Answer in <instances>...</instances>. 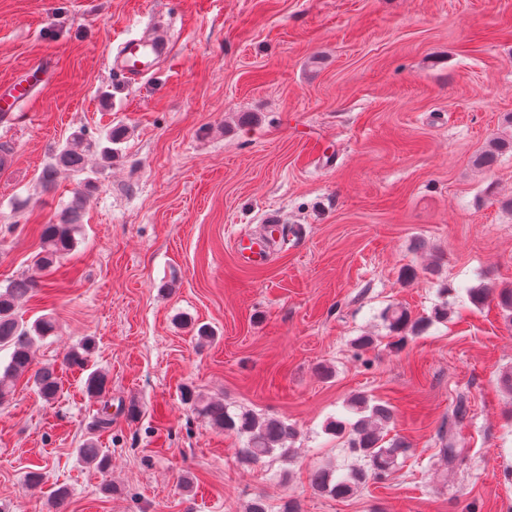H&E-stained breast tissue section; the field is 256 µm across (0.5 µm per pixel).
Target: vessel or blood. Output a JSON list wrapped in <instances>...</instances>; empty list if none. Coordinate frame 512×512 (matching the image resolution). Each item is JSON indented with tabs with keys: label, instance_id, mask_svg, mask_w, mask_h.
Masks as SVG:
<instances>
[{
	"label": "vessel or blood",
	"instance_id": "obj_1",
	"mask_svg": "<svg viewBox=\"0 0 512 512\" xmlns=\"http://www.w3.org/2000/svg\"><path fill=\"white\" fill-rule=\"evenodd\" d=\"M170 54L171 44L167 34L157 29L145 38L122 40L110 60V66L133 83L151 74ZM34 90L31 77L8 83L5 89H0V113L8 116L21 111L31 102ZM236 252L241 261L249 266L262 265L266 260L264 244L250 237L237 240Z\"/></svg>",
	"mask_w": 512,
	"mask_h": 512
}]
</instances>
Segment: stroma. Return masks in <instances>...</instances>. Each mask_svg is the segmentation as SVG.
Returning <instances> with one entry per match:
<instances>
[{
  "instance_id": "1",
  "label": "stroma",
  "mask_w": 512,
  "mask_h": 512,
  "mask_svg": "<svg viewBox=\"0 0 512 512\" xmlns=\"http://www.w3.org/2000/svg\"><path fill=\"white\" fill-rule=\"evenodd\" d=\"M159 20L169 60L132 85L111 75L117 44ZM37 60L31 111L0 121V287L35 274L38 227L74 189L89 203L18 309L55 318L35 364L62 389L47 403L22 378L0 403V512H58L61 486L59 512H245L257 495L269 512H512V318L468 295L512 288V152L474 164L512 136V0H0V84ZM115 128L112 159L42 182L74 133ZM273 219L294 238L242 265L236 235ZM438 306L447 319L392 345L386 308ZM87 338L86 368L65 365ZM189 393L288 420L290 459L242 465L243 438ZM358 394L392 407L387 435L411 451L338 498L310 475L358 466L327 429ZM91 440L109 473L79 457Z\"/></svg>"
}]
</instances>
